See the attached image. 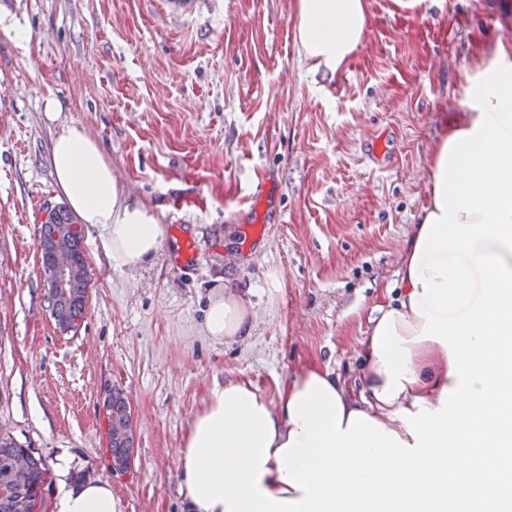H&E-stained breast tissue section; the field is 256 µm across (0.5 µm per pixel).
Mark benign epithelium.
<instances>
[{"label":"benign epithelium","mask_w":512,"mask_h":512,"mask_svg":"<svg viewBox=\"0 0 512 512\" xmlns=\"http://www.w3.org/2000/svg\"><path fill=\"white\" fill-rule=\"evenodd\" d=\"M81 234L80 223L58 224L52 235L40 242V250L48 255L50 269L46 276L47 298L50 311L59 330L70 331L73 319L67 306L78 293L82 271L73 259L72 241ZM112 441L125 447V455L112 461V474L125 476L131 470L134 458L135 433L133 423L114 420ZM29 481V458L15 456L8 461V472L0 493L5 495L25 489Z\"/></svg>","instance_id":"benign-epithelium-1"}]
</instances>
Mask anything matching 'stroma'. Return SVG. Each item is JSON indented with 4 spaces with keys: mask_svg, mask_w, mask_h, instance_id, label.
Listing matches in <instances>:
<instances>
[{
    "mask_svg": "<svg viewBox=\"0 0 512 512\" xmlns=\"http://www.w3.org/2000/svg\"><path fill=\"white\" fill-rule=\"evenodd\" d=\"M296 2L197 0L174 16L166 0H0V424L47 462L65 454L73 472L111 482L123 512H180L176 451L213 382L246 377L270 393L310 357L357 372L473 37L512 36L507 0H370L364 45L341 74L315 77ZM71 123L166 241L122 271L83 228L86 312L64 333L38 227L45 202L63 200L51 149ZM226 288L257 323L215 343L202 318ZM115 387L135 429L122 479L102 409Z\"/></svg>",
    "mask_w": 512,
    "mask_h": 512,
    "instance_id": "stroma-1",
    "label": "stroma"
}]
</instances>
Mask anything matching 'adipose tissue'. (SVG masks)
<instances>
[{
    "label": "adipose tissue",
    "instance_id": "obj_1",
    "mask_svg": "<svg viewBox=\"0 0 512 512\" xmlns=\"http://www.w3.org/2000/svg\"><path fill=\"white\" fill-rule=\"evenodd\" d=\"M296 8L310 72H342L366 40L368 0ZM460 88L399 254L398 301L372 308L359 374L306 360L272 394L245 377L215 384L177 450L182 512H485L493 491L512 492V467L496 454L448 463L465 433L512 430V40L486 46ZM52 162L113 268L157 256L164 225L128 201L95 139L62 128ZM254 321L228 289L209 300L202 330L234 341ZM55 507L122 512L102 480L61 487Z\"/></svg>",
    "mask_w": 512,
    "mask_h": 512
}]
</instances>
